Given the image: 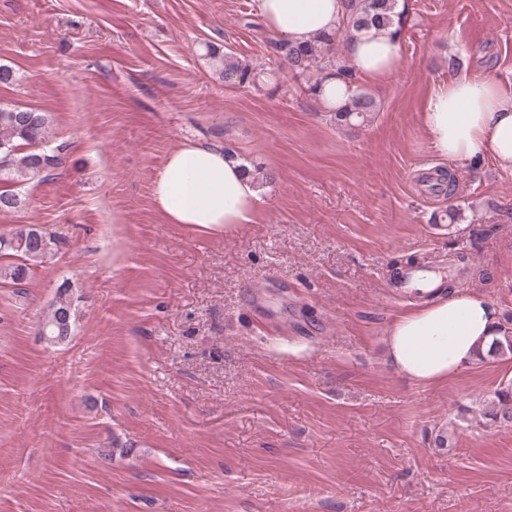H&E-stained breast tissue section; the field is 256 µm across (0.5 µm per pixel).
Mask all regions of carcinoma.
Listing matches in <instances>:
<instances>
[{"label": "carcinoma", "mask_w": 512, "mask_h": 512, "mask_svg": "<svg viewBox=\"0 0 512 512\" xmlns=\"http://www.w3.org/2000/svg\"><path fill=\"white\" fill-rule=\"evenodd\" d=\"M399 2L344 0V12L336 28L318 33L304 44H295L285 38L269 40V47L279 62L287 66L293 76L304 79L303 91L307 95L320 97L324 84L333 79L352 88L347 100L333 111L336 125L364 127L380 112L376 99L355 86L354 70L336 55L337 42H348L356 34L372 29L381 34L399 35L405 14V10L399 8ZM207 55L224 80L243 87L257 84V73L250 64L222 52L215 45L208 46ZM49 127L50 117L45 112L0 107V145L8 146V151L0 152V183L41 182L62 165L61 150L50 147ZM454 181L452 173L439 168L428 180L429 189L449 196ZM21 204L17 192L0 190V213L15 211ZM36 232V228L19 227L8 238L0 236V254L19 258L17 262L0 265V281L17 288L20 298L24 295L20 287L30 279L34 268L56 255L55 251L47 250L31 239ZM76 318L69 287L63 285L51 303L39 334L52 343H61L71 335ZM499 333L487 352L478 353V360L512 356V331L505 327ZM490 416L500 424L512 425V383L495 392Z\"/></svg>", "instance_id": "cac0c4a2"}]
</instances>
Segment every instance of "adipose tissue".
Returning a JSON list of instances; mask_svg holds the SVG:
<instances>
[{
    "label": "adipose tissue",
    "mask_w": 512,
    "mask_h": 512,
    "mask_svg": "<svg viewBox=\"0 0 512 512\" xmlns=\"http://www.w3.org/2000/svg\"><path fill=\"white\" fill-rule=\"evenodd\" d=\"M267 28L294 43L334 28L343 0H254ZM362 77L387 81L399 63L397 37L368 32L345 49ZM424 127L436 154L450 161L488 157L512 171V82L463 78L430 97ZM168 223L229 229L249 223L261 196L256 180L221 147L185 140L169 152L153 187ZM500 328L495 306L471 290H457L401 314L387 334V356L417 384L450 378L487 351Z\"/></svg>",
    "instance_id": "ef3b65f1"
}]
</instances>
